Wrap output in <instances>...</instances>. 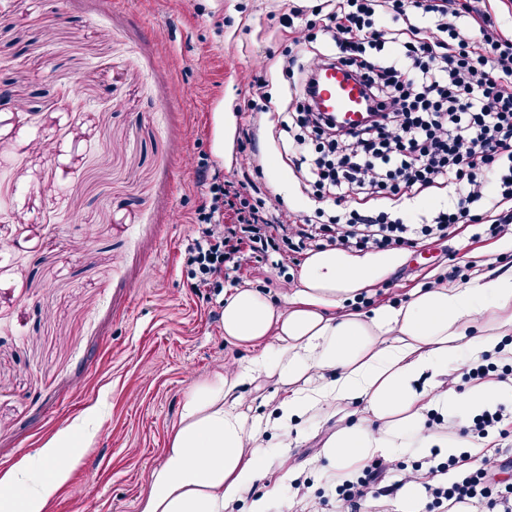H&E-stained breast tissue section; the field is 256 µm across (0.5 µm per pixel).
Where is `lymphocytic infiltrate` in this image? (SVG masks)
Returning <instances> with one entry per match:
<instances>
[{
    "instance_id": "obj_1",
    "label": "lymphocytic infiltrate",
    "mask_w": 512,
    "mask_h": 512,
    "mask_svg": "<svg viewBox=\"0 0 512 512\" xmlns=\"http://www.w3.org/2000/svg\"><path fill=\"white\" fill-rule=\"evenodd\" d=\"M282 7L292 38L281 73L292 94L270 112L276 131L288 134L283 152L315 208L297 215L261 194L253 128L240 144L242 178L210 175L208 157H200L204 201L184 263L206 301L225 286H245L272 252L282 270L306 250H400L448 238L462 224L488 225L494 237L512 230V35L488 9L478 0H322L312 12L284 0ZM420 16L431 25L419 26ZM336 64L361 79L372 104L356 130L312 107L318 70ZM433 188L448 190L454 202L419 223L381 206ZM349 198L355 208H346ZM497 466L493 455L476 465L431 456L414 470L434 504L512 512V484L489 480ZM390 469L374 460L363 477L336 485L338 499L359 512L368 497L393 493L381 483Z\"/></svg>"
}]
</instances>
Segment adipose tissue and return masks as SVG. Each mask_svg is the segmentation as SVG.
Segmentation results:
<instances>
[{"label":"adipose tissue","mask_w":512,"mask_h":512,"mask_svg":"<svg viewBox=\"0 0 512 512\" xmlns=\"http://www.w3.org/2000/svg\"><path fill=\"white\" fill-rule=\"evenodd\" d=\"M398 263L392 254L309 253L284 306L250 288L225 299L221 323L227 343L254 349L247 365H229L197 383L183 399L161 461L149 478L140 512H232L266 473L248 443L270 428L293 432L297 418L352 406L354 424L337 427L321 455L329 474L349 477L391 453H469L482 446L448 445L426 426L427 413L466 420L500 404L512 405V375L460 391L450 378L459 360L478 364L485 353L512 363V271L475 277L461 287L440 282L401 305L364 314H337ZM275 339V353L266 342ZM275 375L287 393L274 421L249 418L238 394L245 381ZM37 471L22 464L0 474V512H45L67 481L71 442L60 436L41 451Z\"/></svg>","instance_id":"obj_1"}]
</instances>
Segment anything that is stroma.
Wrapping results in <instances>:
<instances>
[{
    "instance_id": "35a3bbf8",
    "label": "stroma",
    "mask_w": 512,
    "mask_h": 512,
    "mask_svg": "<svg viewBox=\"0 0 512 512\" xmlns=\"http://www.w3.org/2000/svg\"><path fill=\"white\" fill-rule=\"evenodd\" d=\"M289 34L273 0H0V472L40 466L68 433L69 478L47 512H138L189 388L254 352L224 340L220 316L187 277L188 222L202 203L191 159L240 166L250 118L247 78L280 57ZM224 115V156L214 151ZM261 120L257 184L290 211L312 203ZM41 140L37 154L29 144ZM370 302L408 299L421 278L454 283L512 270V234L467 224L401 251ZM249 417L283 398L276 378L246 384ZM336 416L301 420L260 445L267 473L237 512H342L320 455ZM290 448L297 483L282 480Z\"/></svg>"
}]
</instances>
